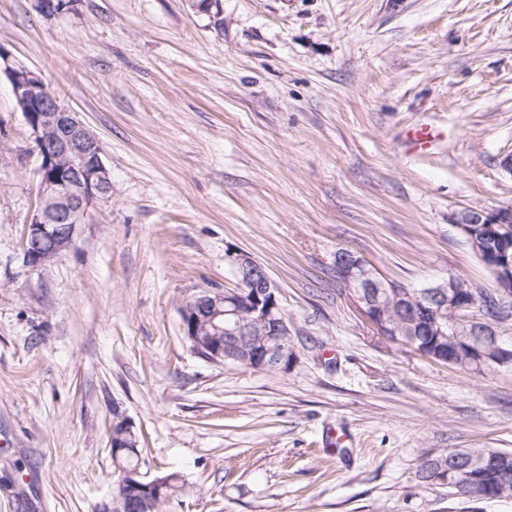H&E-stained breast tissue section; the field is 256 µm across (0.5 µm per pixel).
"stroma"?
Wrapping results in <instances>:
<instances>
[{
	"instance_id": "obj_1",
	"label": "stroma",
	"mask_w": 512,
	"mask_h": 512,
	"mask_svg": "<svg viewBox=\"0 0 512 512\" xmlns=\"http://www.w3.org/2000/svg\"><path fill=\"white\" fill-rule=\"evenodd\" d=\"M0 45L97 135L112 197L34 270L32 130L0 76V512H95L117 468L178 473L162 512H512L422 483V453L512 452V368L381 336L337 250L423 288L497 284L454 219L512 206V0H0ZM429 125L442 139L406 152ZM265 266L288 372L208 362L182 305ZM111 449L114 457L121 460L122 453L135 455L137 451L136 436L132 427L125 421H119L112 427Z\"/></svg>"
}]
</instances>
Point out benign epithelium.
<instances>
[{
	"label": "benign epithelium",
	"instance_id": "7a95c632",
	"mask_svg": "<svg viewBox=\"0 0 512 512\" xmlns=\"http://www.w3.org/2000/svg\"><path fill=\"white\" fill-rule=\"evenodd\" d=\"M47 15L71 10L74 0H38ZM0 74L12 87L17 105L29 124L41 163L39 197L28 225L22 250L25 263L47 267L76 244L77 227L87 223L91 211L112 198V179L96 135L62 106L42 75L15 59L0 45ZM456 225L497 283L492 295L494 316L477 314L480 299L461 279H447L422 289L398 291L380 278L364 259L341 250L335 263L339 276L356 289L354 297L380 334L396 335L393 324L410 323L448 338V348L432 352L436 360L474 369L511 368L512 338L506 327L512 307V207L489 215L467 211ZM238 280L232 290L215 288L192 297L182 306V332L191 350L215 364L247 369L288 372L298 361L288 320L265 267L245 251L226 255ZM364 288H390L396 307H384L363 295ZM112 454L137 453L132 427L120 421L112 427ZM477 454L457 448L448 464L439 467L435 481L462 486L465 472L474 468ZM119 480L99 504L98 512H155L169 500L164 481L145 479L138 468L117 466Z\"/></svg>",
	"mask_w": 512,
	"mask_h": 512
}]
</instances>
